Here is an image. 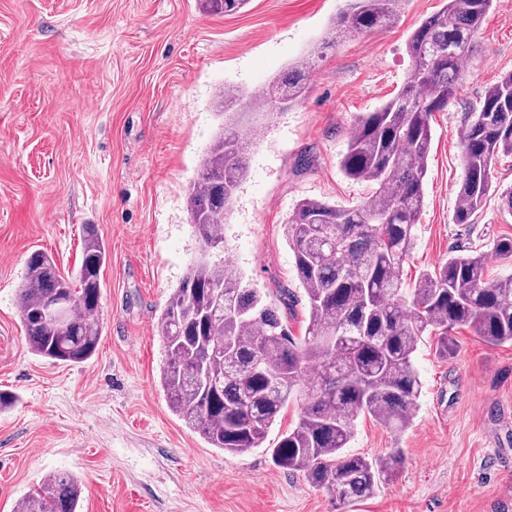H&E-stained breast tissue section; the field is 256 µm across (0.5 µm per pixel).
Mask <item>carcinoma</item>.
Listing matches in <instances>:
<instances>
[{"instance_id":"carcinoma-1","label":"carcinoma","mask_w":512,"mask_h":512,"mask_svg":"<svg viewBox=\"0 0 512 512\" xmlns=\"http://www.w3.org/2000/svg\"><path fill=\"white\" fill-rule=\"evenodd\" d=\"M494 0H444L406 42L409 80L391 99L354 122L340 160L344 175L377 186L372 199L342 207L304 198L288 224V243L307 303L304 336L288 329L267 293L232 265L211 260L224 243L222 224L247 169L238 121H224L188 189L190 221L202 242L162 310L165 344L161 385L169 408L208 443L232 455L263 445L290 402L296 422L270 449L276 465L302 473L342 503L369 498L403 459L394 452L369 459L345 452L356 421L370 416L395 429L418 406L422 382L418 343L436 335V354L454 357L448 331L466 327L490 346L512 343V275L486 277L489 260L512 263V237L482 253L448 257L413 287L403 265L414 248L424 202L431 120L448 107L474 54L473 37ZM248 0H200L210 14L239 12ZM402 0H346L335 32L351 35L393 26ZM305 59L260 92L234 86L219 95L222 114L248 96L257 111L286 110L306 93ZM512 154V72L485 93L462 138L463 176L452 216L472 224L499 192L512 210V188L498 191L492 166ZM79 267L62 273L48 254L28 258L18 293L21 329L32 352L54 363L80 364L97 351L106 243L94 224L83 228ZM66 300L61 319L43 314L47 299ZM315 375L307 379V369ZM81 485L51 472L18 503V512H78Z\"/></svg>"}]
</instances>
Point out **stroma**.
<instances>
[{
	"label": "stroma",
	"instance_id": "35a3bbf8",
	"mask_svg": "<svg viewBox=\"0 0 512 512\" xmlns=\"http://www.w3.org/2000/svg\"><path fill=\"white\" fill-rule=\"evenodd\" d=\"M343 0H250L232 15L199 0H0V512L68 472L80 512H512V343L453 332L457 354L421 340L419 405L401 431L360 418L351 453L399 451L404 463L373 497L346 504L275 465L270 450L297 418L289 404L263 447L231 455L173 414L160 385L156 323L200 255L188 187L224 117L225 86L259 90L316 59L302 101L248 117L249 166L223 224L225 262L256 287L294 292L287 229L296 203H366L375 188L339 161L357 115L410 75L405 43L443 0H403L392 27L334 37ZM445 111L432 118L424 207L404 265L414 282L451 252L512 237V210L491 196L474 223L452 221L462 132L487 88L512 71V0H494ZM97 225L103 272L95 355L68 366L35 355L17 294L34 250L73 271L82 229Z\"/></svg>",
	"mask_w": 512,
	"mask_h": 512
}]
</instances>
